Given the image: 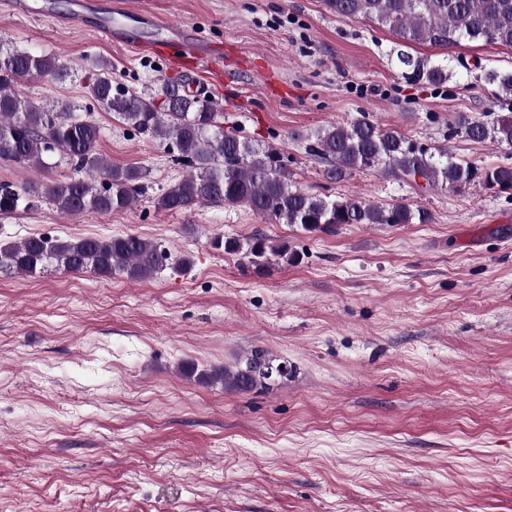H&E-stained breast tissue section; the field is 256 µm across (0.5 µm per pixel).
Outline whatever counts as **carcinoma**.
<instances>
[{"label": "carcinoma", "instance_id": "obj_1", "mask_svg": "<svg viewBox=\"0 0 512 512\" xmlns=\"http://www.w3.org/2000/svg\"><path fill=\"white\" fill-rule=\"evenodd\" d=\"M327 5L340 18H364L388 28L404 47L409 43L446 47L463 39L512 47V0H327ZM396 58L405 76L415 81L439 86L453 76L448 65L416 58L403 49L397 50ZM69 69L56 55L0 49V161L42 174L56 167L48 159L57 155L82 173L78 178L39 179L23 186L0 183V215L29 210L44 200L67 215L112 213L129 208L136 197L147 194L146 172L114 166L97 153L103 131L89 116L72 112L68 101L47 107L25 101L16 92L19 82L34 74L62 78ZM483 81L496 87V95L512 96V70H488ZM86 93L127 129L175 147L172 161L184 174L153 197L159 211L191 212L208 202H222L284 224H299L311 232L330 231L338 224L432 221L426 210L404 203L385 207L361 198L332 199L301 190L293 185L280 149L255 145L237 132L224 130V113L197 93L180 92L166 84L158 105L152 97L113 84L112 68L106 61L95 63ZM449 131L475 142L491 140L512 148V113L489 112L485 118L462 113ZM308 151L326 163L324 176L331 182L342 181L357 170L377 168L395 179L420 177L432 187L460 189L480 173L472 164L448 154L445 147L419 144L364 116L346 126L318 130ZM480 174L486 186L512 191V166H495ZM213 244L241 255L258 271L299 260L288 244L273 245L262 236L216 238ZM168 261L166 251L134 234L74 239L36 235L0 246V272L28 277L56 263L73 273L123 274L143 281L158 274ZM292 373L293 368L256 349L231 367L199 377L248 392Z\"/></svg>", "mask_w": 512, "mask_h": 512}]
</instances>
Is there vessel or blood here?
Here are the masks:
<instances>
[{"instance_id":"1","label":"vessel or blood","mask_w":512,"mask_h":512,"mask_svg":"<svg viewBox=\"0 0 512 512\" xmlns=\"http://www.w3.org/2000/svg\"><path fill=\"white\" fill-rule=\"evenodd\" d=\"M110 18L104 21L102 31L112 41L126 46L138 54H151L171 64H190L195 69L208 74L212 81L224 76L220 54L212 43L198 37L196 33L180 30L170 39L160 44H149L131 36L122 26V19L136 15L132 0H111L108 7Z\"/></svg>"}]
</instances>
